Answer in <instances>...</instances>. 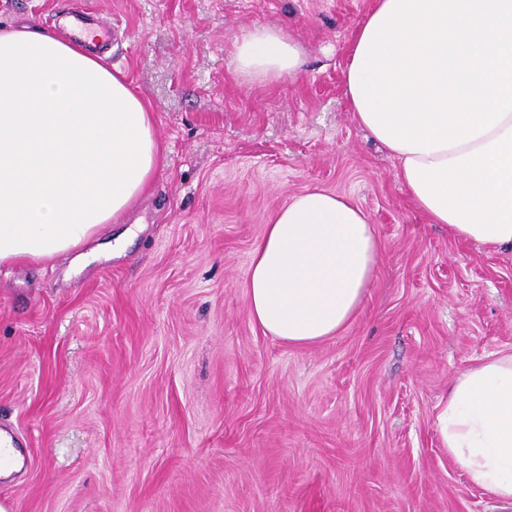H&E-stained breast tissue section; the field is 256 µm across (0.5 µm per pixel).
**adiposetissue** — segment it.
I'll return each instance as SVG.
<instances>
[{
  "label": "adipose tissue",
  "mask_w": 512,
  "mask_h": 512,
  "mask_svg": "<svg viewBox=\"0 0 512 512\" xmlns=\"http://www.w3.org/2000/svg\"><path fill=\"white\" fill-rule=\"evenodd\" d=\"M240 78H295L298 41L259 25L233 44ZM428 223L462 242L512 248V112L466 144L392 149ZM166 164L148 103L88 47L33 24L0 27V266L72 253L121 222ZM366 212L314 188L291 196L253 249L248 313L283 343L309 345L359 313L379 265ZM435 429L469 482L512 504V349L461 372L435 406Z\"/></svg>",
  "instance_id": "1"
}]
</instances>
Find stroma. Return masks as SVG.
I'll list each match as a JSON object with an SVG mask.
<instances>
[{
    "label": "stroma",
    "mask_w": 512,
    "mask_h": 512,
    "mask_svg": "<svg viewBox=\"0 0 512 512\" xmlns=\"http://www.w3.org/2000/svg\"><path fill=\"white\" fill-rule=\"evenodd\" d=\"M73 0H0L59 30ZM105 62L150 104L167 162L77 262L0 267V433L11 512H503L441 448L434 406L512 348V252L427 223L354 120L342 73L373 0H88ZM256 25L305 52L246 83ZM319 187L370 216L381 264L344 330L309 346L248 313L251 251ZM232 63L238 76L249 83L293 79L303 65L302 49L282 28L259 25L234 42Z\"/></svg>",
    "instance_id": "1"
}]
</instances>
